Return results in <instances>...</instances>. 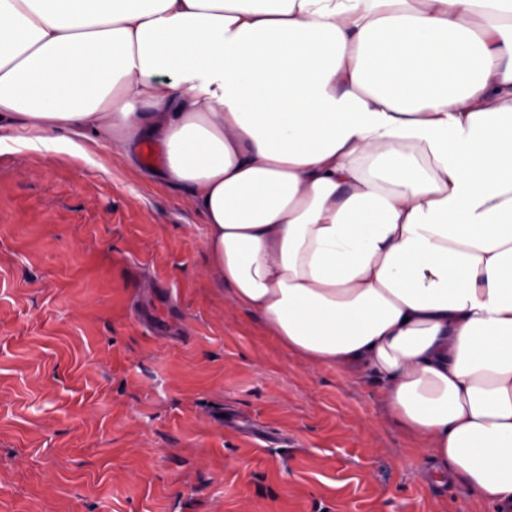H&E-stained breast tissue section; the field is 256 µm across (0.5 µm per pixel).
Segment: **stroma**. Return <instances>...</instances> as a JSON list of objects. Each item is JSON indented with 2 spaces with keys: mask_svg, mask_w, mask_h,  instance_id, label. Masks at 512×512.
<instances>
[{
  "mask_svg": "<svg viewBox=\"0 0 512 512\" xmlns=\"http://www.w3.org/2000/svg\"><path fill=\"white\" fill-rule=\"evenodd\" d=\"M190 192L0 134V512H497L227 296Z\"/></svg>",
  "mask_w": 512,
  "mask_h": 512,
  "instance_id": "stroma-1",
  "label": "stroma"
}]
</instances>
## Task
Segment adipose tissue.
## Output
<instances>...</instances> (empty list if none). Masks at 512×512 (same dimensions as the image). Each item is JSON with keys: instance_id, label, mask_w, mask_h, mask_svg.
I'll return each mask as SVG.
<instances>
[{"instance_id": "obj_1", "label": "adipose tissue", "mask_w": 512, "mask_h": 512, "mask_svg": "<svg viewBox=\"0 0 512 512\" xmlns=\"http://www.w3.org/2000/svg\"><path fill=\"white\" fill-rule=\"evenodd\" d=\"M161 147L231 301L512 512V0H0V130Z\"/></svg>"}]
</instances>
